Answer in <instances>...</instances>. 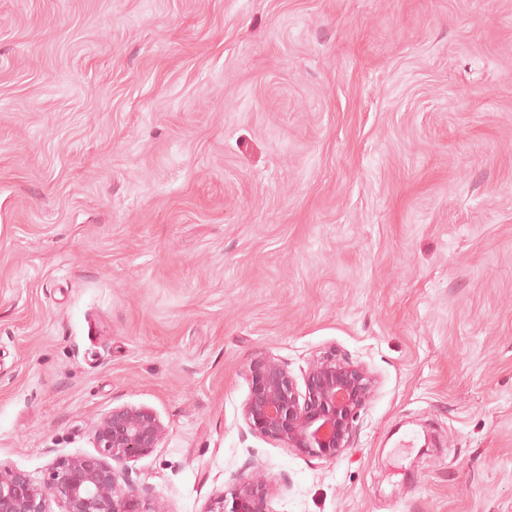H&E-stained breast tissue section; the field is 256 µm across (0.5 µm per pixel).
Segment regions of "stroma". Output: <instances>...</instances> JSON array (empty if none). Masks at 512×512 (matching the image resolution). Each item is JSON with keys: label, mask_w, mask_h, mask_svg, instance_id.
<instances>
[{"label": "stroma", "mask_w": 512, "mask_h": 512, "mask_svg": "<svg viewBox=\"0 0 512 512\" xmlns=\"http://www.w3.org/2000/svg\"><path fill=\"white\" fill-rule=\"evenodd\" d=\"M330 354L341 458L249 429ZM122 406L168 512H512V0H0V464ZM250 373L251 390L242 405L249 428L327 462L336 461L350 447L352 423L377 386L365 366L335 357L310 363L304 393L287 367L274 358L254 361ZM271 489L261 470L240 473L234 493L235 504L230 512H266L263 503Z\"/></svg>", "instance_id": "obj_1"}]
</instances>
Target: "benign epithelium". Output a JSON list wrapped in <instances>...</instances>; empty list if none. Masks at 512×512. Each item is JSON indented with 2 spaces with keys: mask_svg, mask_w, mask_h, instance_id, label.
Listing matches in <instances>:
<instances>
[{
  "mask_svg": "<svg viewBox=\"0 0 512 512\" xmlns=\"http://www.w3.org/2000/svg\"><path fill=\"white\" fill-rule=\"evenodd\" d=\"M250 373L251 390L242 405L249 428L327 462L350 448L352 423L377 386L365 366L334 357L310 363L303 393L287 367L274 358L254 361ZM166 432L147 407L114 408L94 430L97 455L58 460L42 483L0 466V512H52V502L62 512H166L142 495L125 467L158 447ZM270 491L261 470L240 473L231 512H265Z\"/></svg>",
  "mask_w": 512,
  "mask_h": 512,
  "instance_id": "benign-epithelium-1",
  "label": "benign epithelium"
}]
</instances>
